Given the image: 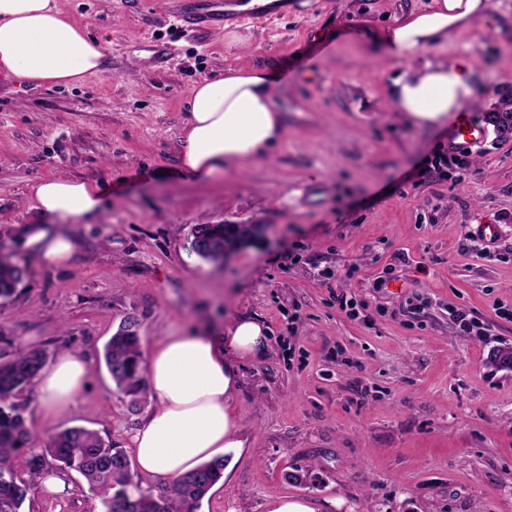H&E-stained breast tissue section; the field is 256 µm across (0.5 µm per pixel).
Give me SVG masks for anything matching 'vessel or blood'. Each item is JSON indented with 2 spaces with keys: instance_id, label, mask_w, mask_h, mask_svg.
Returning <instances> with one entry per match:
<instances>
[{
  "instance_id": "1",
  "label": "vessel or blood",
  "mask_w": 512,
  "mask_h": 512,
  "mask_svg": "<svg viewBox=\"0 0 512 512\" xmlns=\"http://www.w3.org/2000/svg\"><path fill=\"white\" fill-rule=\"evenodd\" d=\"M283 12L280 0H253L248 7L244 6L243 0H211L208 9H184L178 12L177 19L186 30L204 32L225 24L237 26L249 21L270 19ZM489 135L484 124L475 121L470 113H462L448 140V150L452 153L473 150L482 145Z\"/></svg>"
}]
</instances>
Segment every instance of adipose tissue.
<instances>
[{
	"mask_svg": "<svg viewBox=\"0 0 512 512\" xmlns=\"http://www.w3.org/2000/svg\"><path fill=\"white\" fill-rule=\"evenodd\" d=\"M487 0H433L378 36L383 53L410 60L436 51L453 30L484 18ZM105 48L76 24L55 0H0V71L40 85H77L101 73ZM475 98L473 73L465 59L429 60L395 80L394 108L421 127H441L450 114ZM182 168L205 183L227 166L264 158L280 141L282 124L271 94V78L261 70L227 67L224 75L195 85L182 130ZM40 222L27 225L26 244L41 264H70L76 240L54 228L98 213V184L67 177L36 182L31 188ZM267 331L257 320L231 319L223 337L171 331L148 361L154 407L131 431L129 443L139 471L178 477L245 441L234 420L240 386L236 360L264 354ZM88 366L66 354L42 368L35 381L38 412L55 419L76 405L87 383Z\"/></svg>",
	"mask_w": 512,
	"mask_h": 512,
	"instance_id": "adipose-tissue-1",
	"label": "adipose tissue"
}]
</instances>
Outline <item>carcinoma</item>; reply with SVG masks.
Wrapping results in <instances>:
<instances>
[{
    "mask_svg": "<svg viewBox=\"0 0 512 512\" xmlns=\"http://www.w3.org/2000/svg\"><path fill=\"white\" fill-rule=\"evenodd\" d=\"M192 235L200 238L201 257H224V225L196 224ZM26 266L0 254V299H9L27 278ZM140 323L128 315L104 347L103 360L116 389L135 408L148 398L143 374ZM45 348L17 347L0 354V512H22L30 488L43 467L54 461L79 472L91 490L100 494L105 512H198L201 501L224 477V459L204 462L172 480L159 496L134 482L131 462L122 446L85 427H68L50 434L43 454L26 460L28 478L19 476L15 461L30 439L27 403L22 394L47 365Z\"/></svg>",
    "mask_w": 512,
    "mask_h": 512,
    "instance_id": "1",
    "label": "carcinoma"
}]
</instances>
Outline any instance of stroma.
<instances>
[{
	"label": "stroma",
	"instance_id": "stroma-1",
	"mask_svg": "<svg viewBox=\"0 0 512 512\" xmlns=\"http://www.w3.org/2000/svg\"><path fill=\"white\" fill-rule=\"evenodd\" d=\"M106 48L105 69L69 87L0 73V252L28 268L0 300V335L51 358L83 355L81 402L41 423L24 394L29 443L83 426L125 442L132 410L102 362L127 315L142 353L170 330L222 333L242 315L269 331L263 356L238 360L236 423L246 446L198 512H269L281 497L319 512H512V132L491 130L463 165H446L451 128L395 112L406 62L381 57L375 34L431 0H288L269 25L193 34L176 19L200 0H56ZM449 32L440 58H467L472 116L512 98V0ZM170 61L148 64L146 39ZM273 73L282 141L263 159L200 185L182 178V128L194 86L227 65ZM63 176L104 191L97 215L66 224V267L25 246L30 188ZM496 224L494 243L476 224ZM197 224L255 227L223 259L192 248ZM348 289L363 319L336 303ZM481 322L460 330L453 311ZM65 499L32 488L24 512H103L74 471Z\"/></svg>",
	"mask_w": 512,
	"mask_h": 512
}]
</instances>
